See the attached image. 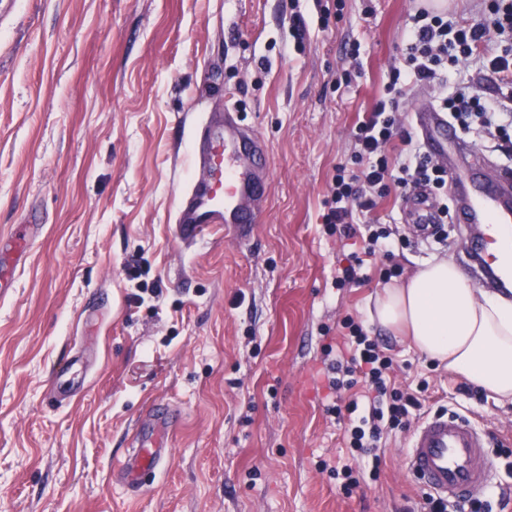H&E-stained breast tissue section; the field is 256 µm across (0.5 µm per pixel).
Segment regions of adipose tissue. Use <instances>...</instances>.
Wrapping results in <instances>:
<instances>
[{"label":"adipose tissue","mask_w":512,"mask_h":512,"mask_svg":"<svg viewBox=\"0 0 512 512\" xmlns=\"http://www.w3.org/2000/svg\"><path fill=\"white\" fill-rule=\"evenodd\" d=\"M368 315L496 401L512 402V297L480 293L451 258L385 284Z\"/></svg>","instance_id":"obj_1"}]
</instances>
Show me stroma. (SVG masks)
Here are the masks:
<instances>
[{
    "label": "stroma",
    "mask_w": 512,
    "mask_h": 512,
    "mask_svg": "<svg viewBox=\"0 0 512 512\" xmlns=\"http://www.w3.org/2000/svg\"><path fill=\"white\" fill-rule=\"evenodd\" d=\"M0 0V240L42 226L0 293V512H402L421 483L402 465L409 432L390 436L378 482L342 497L319 461L341 455L325 415L324 328L367 320L384 281L434 258L460 259L469 232L422 242L408 192L391 189L363 223L406 246L377 253L362 286L336 287L362 238L337 239L323 200L347 163L403 49L412 0ZM359 42L362 73L336 79ZM483 82L480 60L399 101L432 104L446 86ZM232 106L269 145L267 210L249 242L223 228L176 237L193 127ZM492 180L512 155L488 130L466 135ZM399 384L429 383L425 413L472 418L488 439L492 490L512 488V404L467 399L462 376L372 326ZM73 363L71 393L56 374ZM181 424L165 467L126 491L114 478L152 403Z\"/></svg>",
    "instance_id": "35a3bbf8"
}]
</instances>
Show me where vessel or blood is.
I'll return each mask as SVG.
<instances>
[{
    "label": "vessel or blood",
    "mask_w": 512,
    "mask_h": 512,
    "mask_svg": "<svg viewBox=\"0 0 512 512\" xmlns=\"http://www.w3.org/2000/svg\"><path fill=\"white\" fill-rule=\"evenodd\" d=\"M414 120L427 153L447 164L449 154L467 157L466 140L448 122V115L435 107L418 108ZM189 179L178 202L175 220L180 241L193 244L210 228L223 225L225 235L249 240L266 208L271 154L260 134L245 126L238 113L214 112L193 131L188 148ZM457 223L477 224L482 236L470 254L471 260L491 270L492 288L512 285V264L504 265L495 246L503 234L512 232V187L486 183L478 167L455 179ZM37 233L33 224L23 225L8 244H0V282L9 281L16 262ZM506 243V242H503ZM512 251V241L506 243ZM152 429H136L132 450L118 467L115 479L125 489L138 487L144 475L160 469L180 414L171 406H151ZM408 474L432 492L447 499L483 495L491 482L485 459V436L477 423L463 416L433 414L417 425L404 455Z\"/></svg>",
    "instance_id": "1"
}]
</instances>
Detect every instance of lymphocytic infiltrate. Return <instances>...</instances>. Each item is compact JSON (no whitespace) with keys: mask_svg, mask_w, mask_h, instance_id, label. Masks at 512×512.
Instances as JSON below:
<instances>
[{"mask_svg":"<svg viewBox=\"0 0 512 512\" xmlns=\"http://www.w3.org/2000/svg\"><path fill=\"white\" fill-rule=\"evenodd\" d=\"M482 8L483 20L464 18L456 25L428 7L410 15L403 58L390 71L384 97L358 124L350 162L337 167L324 201L322 219L330 232L353 237L357 213L371 210L376 197L388 193L390 187L424 185L440 189L446 185L447 171L428 156L411 151L412 139L397 118L399 98L409 84L434 82L447 73L449 66L477 55L490 34L512 39V0H482ZM436 104L462 128L477 124L502 133L508 130L504 122L506 104L483 96L477 86H459L450 95L438 98ZM397 141L409 149L405 160L391 154ZM369 240L363 252L351 254L348 265L336 278L337 287L366 283L362 269L367 258L374 256L375 244H382L385 253H392L394 244L386 228L371 231ZM342 325L344 334L324 346L325 354L331 357L324 376L332 393L351 394L346 404L334 401L326 407L328 414L347 425L350 460L342 464L340 472L342 490L349 495L364 479L380 478L383 442L393 431L405 429L422 408L428 383L419 381L411 391L396 386L393 361L377 337L353 318H345Z\"/></svg>","mask_w":512,"mask_h":512,"instance_id":"1","label":"lymphocytic infiltrate"}]
</instances>
